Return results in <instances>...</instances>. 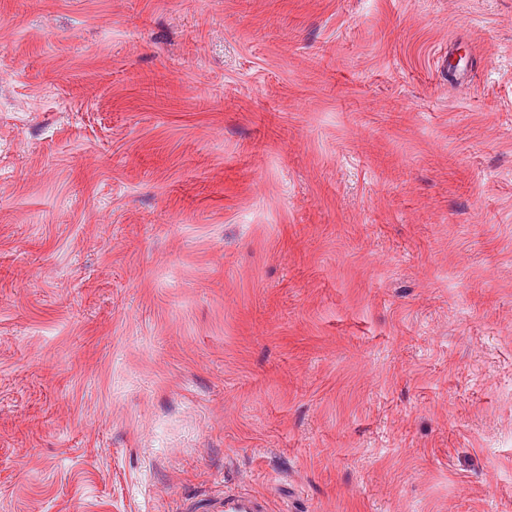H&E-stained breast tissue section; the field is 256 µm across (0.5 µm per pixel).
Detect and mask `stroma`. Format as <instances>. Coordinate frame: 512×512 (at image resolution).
I'll list each match as a JSON object with an SVG mask.
<instances>
[{
  "mask_svg": "<svg viewBox=\"0 0 512 512\" xmlns=\"http://www.w3.org/2000/svg\"><path fill=\"white\" fill-rule=\"evenodd\" d=\"M512 512V0H0V512ZM224 512H264V498L238 492H226L222 505Z\"/></svg>",
  "mask_w": 512,
  "mask_h": 512,
  "instance_id": "stroma-1",
  "label": "stroma"
}]
</instances>
